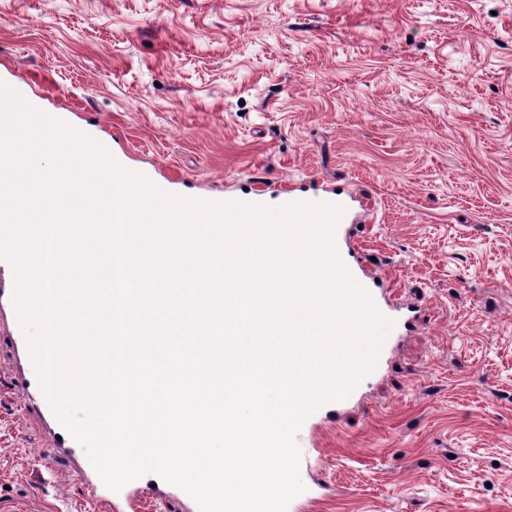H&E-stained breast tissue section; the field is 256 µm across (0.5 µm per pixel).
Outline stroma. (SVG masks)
Here are the masks:
<instances>
[{"mask_svg": "<svg viewBox=\"0 0 512 512\" xmlns=\"http://www.w3.org/2000/svg\"><path fill=\"white\" fill-rule=\"evenodd\" d=\"M0 82L178 197H368L337 246L411 329L302 424L297 512H512V0H0ZM25 372L0 311V512H109Z\"/></svg>", "mask_w": 512, "mask_h": 512, "instance_id": "obj_1", "label": "stroma"}]
</instances>
